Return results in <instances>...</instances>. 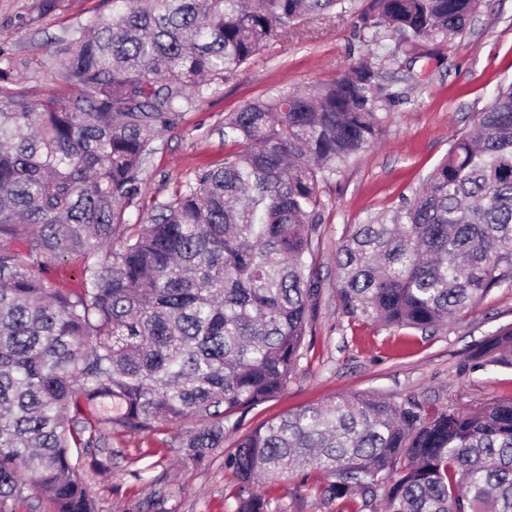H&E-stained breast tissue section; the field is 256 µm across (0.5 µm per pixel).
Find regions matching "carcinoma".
Wrapping results in <instances>:
<instances>
[{"label": "carcinoma", "instance_id": "obj_1", "mask_svg": "<svg viewBox=\"0 0 512 512\" xmlns=\"http://www.w3.org/2000/svg\"><path fill=\"white\" fill-rule=\"evenodd\" d=\"M50 49L62 88L33 102L0 49V512L45 496L97 512L81 456L112 434L188 425L170 444L201 466L244 413L279 394L309 348L321 295L320 186L378 139L400 92L366 59L329 82L230 113L235 151L154 200L142 173L207 83L227 80L301 19L343 0H108ZM483 0H367L359 32L383 61L461 36ZM413 197L355 224L333 257L343 313L429 331L512 282V82L473 113ZM121 237L114 248L115 237ZM81 261L58 288L49 260ZM478 366L512 368V327ZM238 512H268L262 478H327L336 512H512V398L476 410L354 395L237 439Z\"/></svg>", "mask_w": 512, "mask_h": 512}]
</instances>
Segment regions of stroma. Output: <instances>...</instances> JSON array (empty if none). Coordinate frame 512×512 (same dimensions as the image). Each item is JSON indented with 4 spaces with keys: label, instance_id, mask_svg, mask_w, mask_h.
I'll return each instance as SVG.
<instances>
[{
    "label": "stroma",
    "instance_id": "obj_1",
    "mask_svg": "<svg viewBox=\"0 0 512 512\" xmlns=\"http://www.w3.org/2000/svg\"><path fill=\"white\" fill-rule=\"evenodd\" d=\"M33 0H0V48L23 59L17 83L30 100L58 85L49 42L69 26L107 13L105 0H62L39 16ZM366 0H344L331 19H308L296 34L272 40L230 81L204 88L156 143L142 175L140 206L128 209L139 223L153 199L172 195L199 169L222 162L224 120L255 100L333 80L374 46L359 36ZM385 83L404 89L405 100L387 113L374 147L360 154L337 181L322 185L325 204L316 267L323 288L313 345L288 386L272 400L242 414L241 431L332 397L374 394L398 400L413 396L436 406L467 409L512 395V369L473 367L480 346L499 328L512 326V283L493 289L473 310L433 332L401 334L351 321L342 311L332 260L350 225L401 204L420 187L447 153L451 139L466 130L501 82L512 81V0H484L465 34L442 46L440 60L383 66ZM178 422L152 435H125L104 449L106 467L85 464L87 487L98 512H237V479L223 455L195 467L183 464L168 439L184 433ZM326 481L305 469L266 482L259 493L269 512H336L322 489Z\"/></svg>",
    "mask_w": 512,
    "mask_h": 512
}]
</instances>
